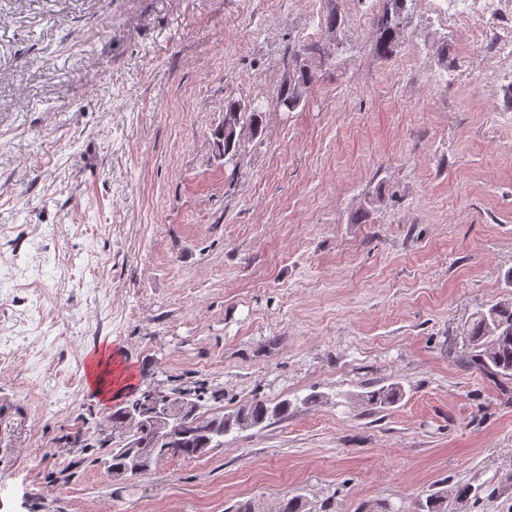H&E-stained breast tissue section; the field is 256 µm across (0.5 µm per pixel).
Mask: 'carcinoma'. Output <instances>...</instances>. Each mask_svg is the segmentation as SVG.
Wrapping results in <instances>:
<instances>
[{
    "instance_id": "cac0c4a2",
    "label": "carcinoma",
    "mask_w": 512,
    "mask_h": 512,
    "mask_svg": "<svg viewBox=\"0 0 512 512\" xmlns=\"http://www.w3.org/2000/svg\"><path fill=\"white\" fill-rule=\"evenodd\" d=\"M392 7L376 19L379 32L377 49L389 55L399 46L400 25L407 0H391ZM314 72L302 65L299 75L280 82L276 103L295 111L307 96ZM224 118L244 127L248 120L252 136L261 132L262 111L254 104L229 101L224 105ZM465 360L486 375L512 378V296L508 295L476 313L460 333ZM402 397L398 386L380 387L362 396L373 408L392 404ZM216 398L207 385L191 382L179 387H147L132 392L112 413L104 417L99 428L86 437L75 436L73 447L107 449L108 470L115 479L147 471L151 465L168 458H192L210 448L224 446V435L233 430L244 431L280 418L288 413V403L274 406L262 399L239 406L230 414L208 412V403ZM175 406V417L157 423L148 410L157 406Z\"/></svg>"
}]
</instances>
